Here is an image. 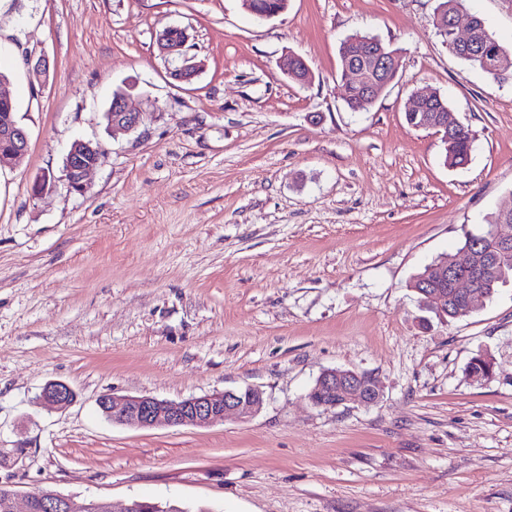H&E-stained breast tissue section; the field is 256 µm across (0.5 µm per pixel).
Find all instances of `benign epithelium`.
I'll return each instance as SVG.
<instances>
[{"label": "benign epithelium", "mask_w": 512, "mask_h": 512, "mask_svg": "<svg viewBox=\"0 0 512 512\" xmlns=\"http://www.w3.org/2000/svg\"><path fill=\"white\" fill-rule=\"evenodd\" d=\"M436 25L442 31L450 32L451 47L467 50L479 41L480 33L473 20H468L465 31L459 30L458 14L448 17L436 15ZM186 33L175 26L165 28L158 38L163 54L178 62L172 76L180 81H189L198 72V65L185 52ZM372 75H367L359 63L346 57L343 63L345 86L360 88L366 97L375 101L383 90L397 76L398 66L395 55L377 53L372 60ZM145 114L129 104L124 93H118L112 100L109 112V126L112 131L129 132L136 129ZM422 122L427 128L446 129L460 124L453 113L421 112ZM29 146L28 133L19 125L15 116L13 99L0 85V165L17 164L26 155ZM106 157V150L98 142L76 141L65 157V173L71 190L82 193L87 187L88 174L99 167ZM493 260L474 246L461 252L450 269L439 270L438 279L448 284L446 288H427L422 292V303L428 308L443 313L448 310V300L462 305L466 312H472L477 303L485 299L479 282L492 267ZM343 402L360 401L366 405L378 403L381 386L373 378L352 369H330L322 372L315 385L307 393V399L315 407H336V394ZM75 400V393L62 382L47 383L39 396L41 404L52 409H64ZM264 404L263 392L247 387L243 390L216 391L195 396L179 402L160 400L151 396H114L103 394L98 400L101 411L114 422L146 428L159 422L169 426L205 427L232 414L247 418L256 414ZM17 493L7 486H0V512H18ZM154 503L133 499L118 507L101 500L81 499L77 496L62 495L51 490H38L27 495L24 512H159Z\"/></svg>", "instance_id": "benign-epithelium-1"}]
</instances>
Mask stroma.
<instances>
[{
  "mask_svg": "<svg viewBox=\"0 0 512 512\" xmlns=\"http://www.w3.org/2000/svg\"><path fill=\"white\" fill-rule=\"evenodd\" d=\"M440 2L288 0L259 21L242 0H0V71L29 134L0 168V485L186 512H512V282L452 322L423 318L410 288L512 198V80L449 50ZM459 7L512 51V0ZM168 26L202 64L191 81L157 49ZM355 34L401 56L362 112L339 58ZM288 53L308 82L282 72ZM427 89L473 134L464 167L405 120ZM119 90L146 118L116 134ZM79 139L107 153L82 193L64 176ZM332 368L375 377L379 403L311 405ZM51 381L76 401L41 405ZM247 387L257 414L204 428L97 405Z\"/></svg>",
  "mask_w": 512,
  "mask_h": 512,
  "instance_id": "35a3bbf8",
  "label": "stroma"
}]
</instances>
